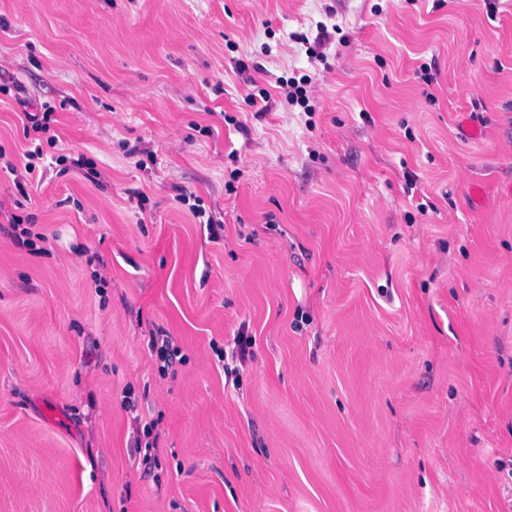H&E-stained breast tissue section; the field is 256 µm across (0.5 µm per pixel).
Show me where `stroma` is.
I'll return each instance as SVG.
<instances>
[{
	"label": "stroma",
	"mask_w": 512,
	"mask_h": 512,
	"mask_svg": "<svg viewBox=\"0 0 512 512\" xmlns=\"http://www.w3.org/2000/svg\"><path fill=\"white\" fill-rule=\"evenodd\" d=\"M0 512H512V0H0ZM280 82L288 87L287 99L289 104H297L304 108L305 112H311L310 105L308 104L309 97L307 95V86L311 83L310 76L304 75L300 80H297L296 78H289L286 82L283 80Z\"/></svg>",
	"instance_id": "stroma-1"
}]
</instances>
